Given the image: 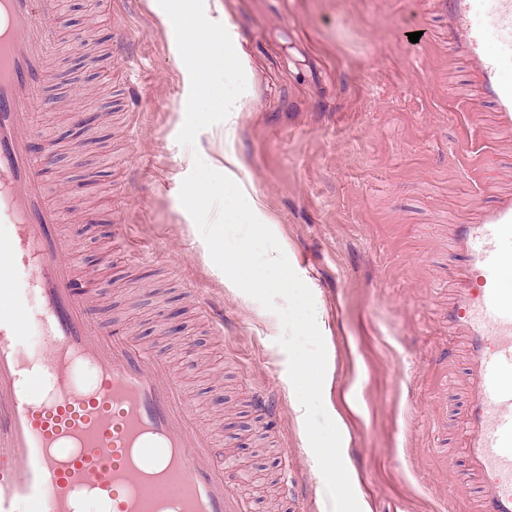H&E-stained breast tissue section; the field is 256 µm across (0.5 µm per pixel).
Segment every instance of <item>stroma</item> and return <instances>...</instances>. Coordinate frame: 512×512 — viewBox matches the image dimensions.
<instances>
[{
  "instance_id": "1",
  "label": "stroma",
  "mask_w": 512,
  "mask_h": 512,
  "mask_svg": "<svg viewBox=\"0 0 512 512\" xmlns=\"http://www.w3.org/2000/svg\"><path fill=\"white\" fill-rule=\"evenodd\" d=\"M28 133L39 154L93 112L92 142L45 181L56 232L105 336L166 357L186 401L249 476L251 512H329L288 389L279 317L225 280L179 191L191 154L242 189L311 290L328 414L364 512H480L467 469L468 355L448 320L467 286L456 228L512 199V126L453 49L438 0H220L249 95L183 69L171 11L194 0H71ZM419 33L410 42L409 33ZM85 89L74 99L64 84ZM471 113L453 120L461 105ZM477 141L474 163L463 151ZM224 310L216 330L200 299ZM178 314L163 332L161 316Z\"/></svg>"
}]
</instances>
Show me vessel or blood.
Segmentation results:
<instances>
[{
	"mask_svg": "<svg viewBox=\"0 0 512 512\" xmlns=\"http://www.w3.org/2000/svg\"><path fill=\"white\" fill-rule=\"evenodd\" d=\"M474 0H446L448 25L484 93L512 125V0H488L501 33L484 49ZM60 0H0V512H249L232 464L186 405L181 377L129 337L106 338L74 298L62 214L33 178L30 115ZM469 288L450 314L471 360V472L488 512H512V203L465 224ZM24 273L28 288L14 287ZM42 331L26 341L29 320ZM93 368L92 384L79 373Z\"/></svg>",
	"mask_w": 512,
	"mask_h": 512,
	"instance_id": "b4317fda",
	"label": "vessel or blood"
}]
</instances>
